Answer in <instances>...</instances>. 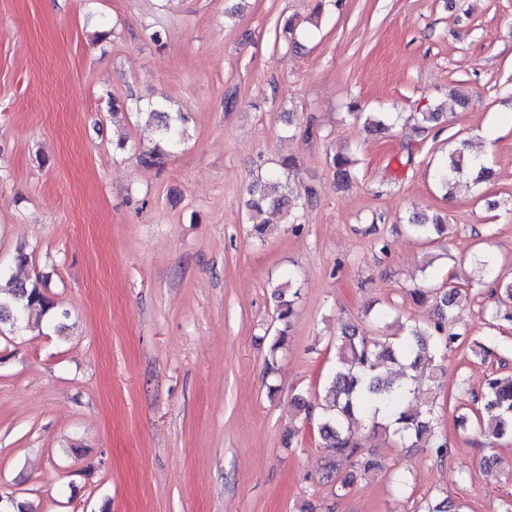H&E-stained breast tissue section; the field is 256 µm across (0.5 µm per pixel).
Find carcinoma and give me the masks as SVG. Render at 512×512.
Segmentation results:
<instances>
[{
  "mask_svg": "<svg viewBox=\"0 0 512 512\" xmlns=\"http://www.w3.org/2000/svg\"><path fill=\"white\" fill-rule=\"evenodd\" d=\"M148 117L155 124L158 144L140 154L139 160L161 169L167 162L169 150L181 142L185 117L180 112L168 111L161 103L151 108ZM351 165L352 159L346 152L332 158L336 176L344 185L351 180ZM295 166L294 158H285L280 162V169L271 171L266 179L248 188V221L260 241L272 232V224L266 218L268 211L281 214L296 231L302 197L316 194L311 186L300 190L291 184L288 172ZM489 176L483 158L471 153V145L465 139L438 159L433 168L435 182L446 189L464 177L477 186ZM407 221V232L418 240L431 242L433 235L442 232V220L438 216L414 211ZM473 262L477 281L493 278L496 259L492 254L479 252L473 256ZM298 295L299 289L295 288L291 276L282 277L274 286L277 321L282 328L276 331L269 347L266 359L269 371L275 370L279 355L288 344V328ZM413 296L419 303H432L433 323L423 328L408 319L398 323V329L391 332L388 323L391 312L383 309L373 319L377 334L372 338L353 324L343 325L333 342L335 362L324 381L322 395L314 404L301 394L293 398V406L305 412L308 418L314 409H319V434L334 457L328 465L327 477L336 480L338 498L347 494L357 477L378 467L377 462L362 451L352 430L359 415L372 418L376 429L423 443L438 457L448 452L447 438L439 430L432 386H423L420 379L426 373L429 381H435L448 352L455 348L460 334L453 331L454 315L466 301L467 292L450 281L446 288L416 289ZM53 309L54 302L36 283L29 284L14 277L0 283V324L28 325L34 320L40 321ZM481 399L483 409L475 415L480 431L497 439L512 435V378H489Z\"/></svg>",
  "mask_w": 512,
  "mask_h": 512,
  "instance_id": "1",
  "label": "carcinoma"
}]
</instances>
